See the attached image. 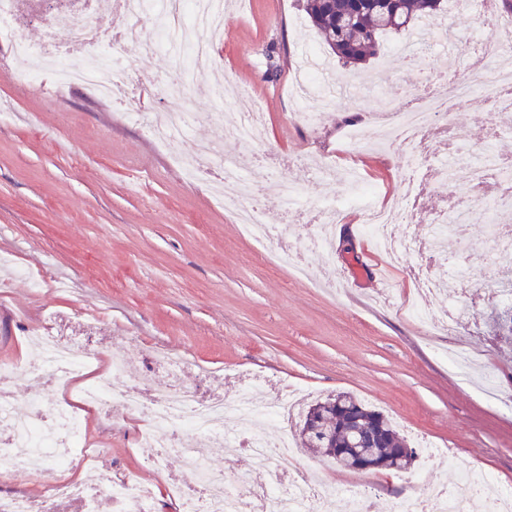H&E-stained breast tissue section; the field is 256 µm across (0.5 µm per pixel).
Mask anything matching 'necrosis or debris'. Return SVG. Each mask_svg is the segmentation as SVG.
Wrapping results in <instances>:
<instances>
[{
  "label": "necrosis or debris",
  "instance_id": "4bbe7bcc",
  "mask_svg": "<svg viewBox=\"0 0 512 512\" xmlns=\"http://www.w3.org/2000/svg\"><path fill=\"white\" fill-rule=\"evenodd\" d=\"M125 9L133 16L154 15L173 33L180 31L183 16L191 15L196 34L190 52L198 69L208 63L214 43L224 35L223 0H126ZM62 29L72 32L71 41L64 49L57 44V33ZM91 29L98 30L101 37L109 35L106 24L98 16H89L79 27L66 14L54 19L51 29L43 36L41 49L30 46L21 30L7 29L6 35L17 57L39 55L52 70L58 86L81 85L102 98L121 100L125 92L123 74L114 70L111 62L84 49L85 35ZM479 89L497 104L512 101V81L480 83L464 74L443 83L438 92L417 96L413 105L399 100L386 104L383 110L388 123L386 134L412 161L405 177V198L383 208L376 206L366 193L355 205L372 237L388 254L417 257L430 249V242L420 241L412 234L393 238L392 226L419 222L426 208L446 197L448 187L480 182L487 176L489 168L485 165L454 160L435 166L430 162L432 140L445 131L444 118L463 106L469 95ZM180 164L193 178L220 166L223 175L212 183L211 190L220 197L225 211L257 242L265 243L277 237V228L261 218L251 178L244 175L238 161L222 158L211 144L202 143L191 155L181 158ZM431 171L439 173L442 185L435 196L426 198L421 184ZM282 209L284 215L292 217L309 212L316 225L314 234L279 250V258L292 264L308 253L325 250L328 230L336 223L342 206L333 201L316 202L290 187L284 193ZM33 336L41 346L40 358L22 367L0 366V391L8 394L15 391L22 378L53 384L84 371L88 357L77 344L59 341L47 325L35 329ZM122 374L121 362L113 361L107 373L79 389L77 396L86 406L105 413L121 410L148 417L151 428L141 436L139 445L153 449V467L163 469L165 459L175 455L201 476V483L175 489L174 497L180 503L181 512H317L331 494L330 486L311 482L298 466L296 450L288 438L269 437L260 428L263 419L288 415L299 399L298 391L282 390L262 400L256 395L257 385L252 384L230 400L220 396L203 400L176 376L168 388L138 395L122 388ZM27 401L28 410L24 413L17 410L9 397L0 401V449L6 451L12 471L20 474L44 463L51 464L56 471L66 469L75 457V449L83 445L80 416L63 404L46 401L36 394L28 395ZM187 428L194 432L195 441L183 437L182 432ZM240 437L244 438L250 454L269 467L270 477L264 490H257L246 473L228 480L209 472L196 448L200 442L231 443ZM489 484L486 476L467 468L452 485L437 484L424 491H414L395 504L394 509L395 512H468L469 503L479 499L485 512H512V493L490 490ZM48 497L75 500L83 506L106 497L111 500L114 512H155L151 489L130 478L80 483L60 478L50 483Z\"/></svg>",
  "mask_w": 512,
  "mask_h": 512
}]
</instances>
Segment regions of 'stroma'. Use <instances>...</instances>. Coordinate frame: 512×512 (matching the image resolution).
I'll list each match as a JSON object with an SVG mask.
<instances>
[{
    "mask_svg": "<svg viewBox=\"0 0 512 512\" xmlns=\"http://www.w3.org/2000/svg\"><path fill=\"white\" fill-rule=\"evenodd\" d=\"M481 25L469 9L449 19L466 43L454 55L443 41L406 58L393 50L406 33L387 35L362 66L369 84L359 95L339 79L342 64L299 0H228L224 39L207 68L243 85L244 95L211 99L194 86L181 47L148 51L138 43L117 49L101 43L96 52L128 77L129 96L120 105L86 88H57L47 72L35 84L15 81L20 62L0 39V258L7 261L0 267V360L34 361L38 350L25 329L48 319L60 339L92 354L83 377L46 389L61 401L116 355L124 384L141 392L167 387L171 370L154 359L158 348L178 357L182 382L204 397L233 395L255 375L300 390L308 403L349 392L394 420L418 446L410 474L421 485L454 482L460 467L470 466L512 492V410L488 401L480 386L486 377L512 394V339L496 326L508 306L492 300L483 265L487 217L474 214L464 234L448 238L443 256L425 262L437 281H447L452 262L470 272L466 301L475 304L480 322L459 329L477 365L476 380L466 382L448 362L447 333L425 331L411 314L422 299L409 272L414 258L389 263L352 207L366 185L379 203L399 200L409 166L405 152L377 143L352 155L341 141L348 125L381 124L380 96L410 97L437 69L467 68L478 50L471 36ZM309 43L319 46L336 75L320 88L319 101L299 102L289 88ZM272 60L278 64L273 80ZM175 98L192 114V128L157 145L146 118ZM310 108L322 111L319 124L297 120ZM256 109L266 126L264 143L248 152L227 141L222 151L244 170L264 166L255 196L263 220L282 235L265 244L244 233L205 179H189L177 163L210 140L219 123ZM487 110L476 94L452 113L448 139L434 141L438 158L453 146L471 161L487 153L512 161V118L491 127ZM324 161L340 171L356 169L360 182H318L313 167ZM285 182L309 197L347 204L328 243L336 265L332 289L322 287L329 277L319 254L305 257L301 279L271 258L280 241L310 232L307 223L282 222ZM80 415L87 445L97 451L93 470L135 478L156 490L158 512H179L168 490L176 482L193 484L194 477L173 456L164 471L149 466L151 450L138 445L147 418H104L87 408ZM426 441L452 448L454 459L427 453ZM206 451L211 469L225 478L247 471L263 483L266 469L246 448L212 444ZM300 464L319 468L330 483L373 491V512H392L407 493L406 475L391 470H341L307 448ZM50 478L43 469L12 474L0 454V492L26 493L38 505Z\"/></svg>",
    "mask_w": 512,
    "mask_h": 512,
    "instance_id": "obj_1",
    "label": "stroma"
}]
</instances>
